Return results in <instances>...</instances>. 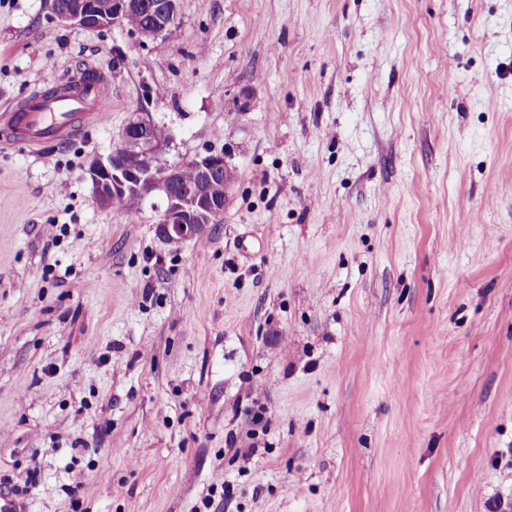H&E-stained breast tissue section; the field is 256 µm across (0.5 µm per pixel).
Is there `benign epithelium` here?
<instances>
[{
  "mask_svg": "<svg viewBox=\"0 0 512 512\" xmlns=\"http://www.w3.org/2000/svg\"><path fill=\"white\" fill-rule=\"evenodd\" d=\"M179 0H69L64 10L53 9L55 16L70 25L90 29L121 26L142 42L154 40L168 31L178 15ZM149 16L145 29L127 24L133 14ZM154 121L148 112H134L127 123L119 148L109 155L96 156L87 165L95 198L110 208L136 196L146 201H161L158 235L168 243L179 244L201 235L207 225L221 216L229 198L233 167L227 153L208 151L170 165L161 162L165 144L152 136ZM137 154L145 167L132 169L125 162L128 154ZM192 165L200 177L191 182L179 180L180 168Z\"/></svg>",
  "mask_w": 512,
  "mask_h": 512,
  "instance_id": "7a95c632",
  "label": "benign epithelium"
}]
</instances>
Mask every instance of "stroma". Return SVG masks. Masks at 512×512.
<instances>
[{"instance_id": "1", "label": "stroma", "mask_w": 512, "mask_h": 512, "mask_svg": "<svg viewBox=\"0 0 512 512\" xmlns=\"http://www.w3.org/2000/svg\"><path fill=\"white\" fill-rule=\"evenodd\" d=\"M0 496L21 512H512V0H179L148 43L0 0ZM230 151L178 245L101 207L131 113ZM224 491H212V484ZM110 86L111 81L101 72L93 80L75 73L54 88L55 94L36 90L1 124L2 137L10 139L21 134L22 141L28 144L66 141L76 132L75 113L93 120L101 115Z\"/></svg>"}]
</instances>
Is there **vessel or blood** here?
<instances>
[{
  "label": "vessel or blood",
  "mask_w": 512,
  "mask_h": 512,
  "mask_svg": "<svg viewBox=\"0 0 512 512\" xmlns=\"http://www.w3.org/2000/svg\"><path fill=\"white\" fill-rule=\"evenodd\" d=\"M111 82L105 74L85 79L82 74L70 76L58 85L56 93L32 92L27 100L0 123L7 137H22L30 144L62 142L73 136L74 115L97 119L103 112Z\"/></svg>",
  "instance_id": "vessel-or-blood-1"
}]
</instances>
